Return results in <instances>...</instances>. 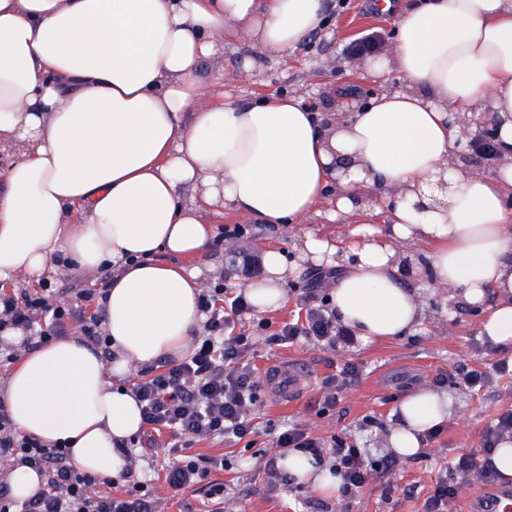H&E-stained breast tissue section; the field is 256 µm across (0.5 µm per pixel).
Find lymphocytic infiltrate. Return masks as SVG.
Masks as SVG:
<instances>
[{
	"label": "lymphocytic infiltrate",
	"instance_id": "lymphocytic-infiltrate-1",
	"mask_svg": "<svg viewBox=\"0 0 512 512\" xmlns=\"http://www.w3.org/2000/svg\"><path fill=\"white\" fill-rule=\"evenodd\" d=\"M112 284V270L102 266L92 288L63 301L51 282L35 288L0 289V336L10 330L23 333L20 343L0 347V363H15L33 347L57 336L76 334L108 346L102 306ZM305 319L283 325L271 342L291 344L308 339L323 348L350 347L358 339L338 322L335 312L320 300L317 284L300 294ZM204 316L190 356L164 363L161 371L137 370L132 390L141 405L143 428L130 444L120 446L125 459L120 479L80 473L68 462L65 444H47L25 436L12 426L0 405V472L25 466L46 478L42 491L16 501L0 484V512H165L166 497L204 493L209 512H232L235 499L223 484L209 482L212 470L223 467L215 456H191L188 448L208 440L251 439L258 433L253 420L263 380L244 364L252 351V337L238 333L236 325L250 306L243 296L228 297L223 281L205 287L199 296ZM166 456L159 474L150 476L140 466L141 452ZM309 454L315 464L328 465L341 479V495L350 499L372 480L391 473V456L367 458L361 448L339 435L316 437L309 429L293 425L279 433L264 449L260 464L270 488L288 476L278 462L289 452ZM491 484L495 476L470 454L452 461L449 478L438 480L426 502V512H454L459 484L470 480ZM166 496H159V489Z\"/></svg>",
	"mask_w": 512,
	"mask_h": 512
}]
</instances>
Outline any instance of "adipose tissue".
Segmentation results:
<instances>
[{
	"instance_id": "ef3b65f1",
	"label": "adipose tissue",
	"mask_w": 512,
	"mask_h": 512,
	"mask_svg": "<svg viewBox=\"0 0 512 512\" xmlns=\"http://www.w3.org/2000/svg\"><path fill=\"white\" fill-rule=\"evenodd\" d=\"M382 7L396 36L366 71L397 83L326 119L296 95L195 106L225 38L295 50L324 26L326 0H0V281L56 272L61 255L76 271L112 267L109 353L61 336L0 385L19 432L67 443L81 472L121 473L117 446L142 427L122 381L191 353L208 216L226 210L305 225L299 257L330 270V303L361 342L416 330V278L479 309L480 335L512 352V0ZM482 112L496 125L488 173L461 161V125ZM323 219L344 221L345 240L318 234ZM261 261L242 292L273 311L296 269L276 247ZM397 413L388 443L410 457L451 400L421 386ZM280 466L338 491L302 453Z\"/></svg>"
}]
</instances>
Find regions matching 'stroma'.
Masks as SVG:
<instances>
[{
  "mask_svg": "<svg viewBox=\"0 0 512 512\" xmlns=\"http://www.w3.org/2000/svg\"><path fill=\"white\" fill-rule=\"evenodd\" d=\"M369 2L329 0L325 27L281 56L262 55L245 43L228 41L223 55L206 61L199 72L206 92L198 100V107L223 102L228 94L247 103L262 96L294 93L322 112H347L352 105L368 100L381 91L382 81L369 78L361 62L350 61L341 70L336 69L335 62L343 58L347 44L364 34L375 31L385 40L393 36L394 16L374 15L367 9ZM228 72L237 73L235 82L224 81ZM252 229L253 235L244 246L245 255L256 257L266 247L279 246L285 249L289 261H296L292 244L303 234L304 225L281 224L272 230L256 223ZM318 276L313 265H303L288 283L285 306L262 314L269 331L297 321L301 314L299 289ZM426 304L417 331L384 343L340 346L330 351L303 339L290 345L258 339L248 361L259 372L276 361L304 364L320 379L351 360L363 369L358 383L343 391L336 408L324 414L319 411L321 392L317 389L287 405L263 401L257 415L260 430L275 435L300 422L318 435L351 436L368 457L388 454L387 436L403 396L402 385L413 378L429 384L462 365L487 369L503 356L502 350L484 347L477 312L455 302L443 303L438 294L428 296ZM440 388L453 402V414L444 424V433L436 442L423 445L417 455L399 460L396 475L376 479L351 501L333 499L334 512H424L425 500L445 475L444 464L459 454L479 449L483 432L497 414L512 408L510 377L497 379L480 392L446 382ZM194 451L223 458V468L212 470L209 479L225 485L236 498L240 512H311L308 502L318 497L310 487L295 483L268 494L259 456L244 442H204Z\"/></svg>",
  "mask_w": 512,
  "mask_h": 512,
  "instance_id": "1",
  "label": "stroma"
}]
</instances>
